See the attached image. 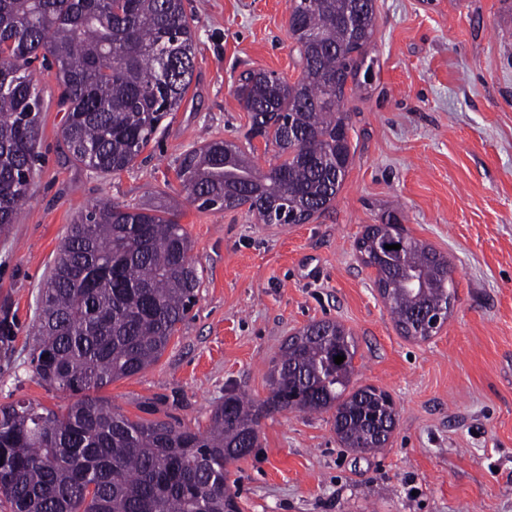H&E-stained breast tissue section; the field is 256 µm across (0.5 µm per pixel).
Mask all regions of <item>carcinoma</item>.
<instances>
[{"label": "carcinoma", "instance_id": "obj_1", "mask_svg": "<svg viewBox=\"0 0 512 512\" xmlns=\"http://www.w3.org/2000/svg\"><path fill=\"white\" fill-rule=\"evenodd\" d=\"M300 78L247 71L233 92L250 116L247 144L275 143L283 160L262 171L242 148L209 140L185 152L177 177L200 209L247 207L259 224H300L328 210L352 162L345 106L376 75V0H290ZM194 18L183 0H0V234L29 197L40 160L38 58L56 69L66 154L97 173L131 167L162 121L179 110L194 75ZM365 228L363 262L396 329L409 336L420 306L455 299L448 257L390 225ZM170 208L102 198L62 239L40 292L33 372L76 397L55 411L0 406V499L10 512H240L227 464L258 445L275 413L332 412L343 448L386 446L387 392L351 387L356 344L337 321L306 325L282 344L262 401L230 391L204 430L135 421L97 392L155 364L197 300L202 274ZM345 357L337 365L334 357Z\"/></svg>", "mask_w": 512, "mask_h": 512}]
</instances>
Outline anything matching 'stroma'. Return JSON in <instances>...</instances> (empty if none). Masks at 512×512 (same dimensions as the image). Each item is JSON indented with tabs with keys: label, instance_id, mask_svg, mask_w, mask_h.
I'll return each instance as SVG.
<instances>
[{
	"label": "stroma",
	"instance_id": "stroma-1",
	"mask_svg": "<svg viewBox=\"0 0 512 512\" xmlns=\"http://www.w3.org/2000/svg\"><path fill=\"white\" fill-rule=\"evenodd\" d=\"M195 71L178 112L133 166L100 175L66 157L54 70L43 95L31 196L0 236V405L60 410L69 394L30 365L39 292L73 218L108 198L177 205L203 275L156 364L100 390L133 420L203 428L229 390L265 398L281 343L310 322L357 342L354 386L387 391L395 429L377 454L340 447L328 412L263 419L257 448L229 463L242 512H512V0H376L380 70L348 103L352 164L332 207L306 224H257L246 208L201 210L176 176L207 140L242 143L232 92L246 70L300 75L288 0H185ZM396 216L447 255L457 298L431 339L396 330L362 265L366 226Z\"/></svg>",
	"mask_w": 512,
	"mask_h": 512
}]
</instances>
